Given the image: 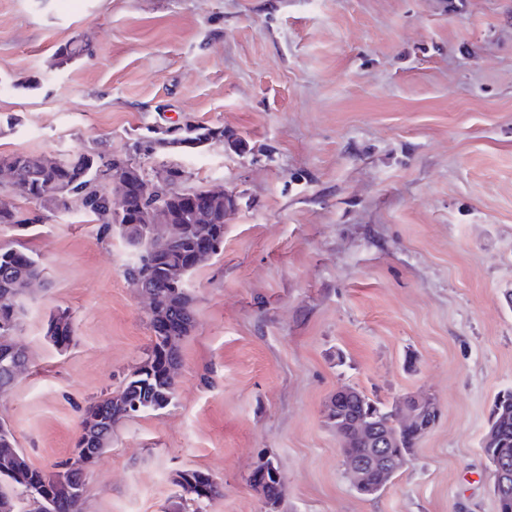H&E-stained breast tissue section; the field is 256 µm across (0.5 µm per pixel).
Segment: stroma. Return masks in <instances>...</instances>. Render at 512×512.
<instances>
[{"label":"stroma","instance_id":"obj_1","mask_svg":"<svg viewBox=\"0 0 512 512\" xmlns=\"http://www.w3.org/2000/svg\"><path fill=\"white\" fill-rule=\"evenodd\" d=\"M89 44L92 57L65 51ZM223 141L142 158L237 207L187 288L196 326L169 406L114 426L83 512H498L481 449L512 391V0H0V156L129 152L147 129ZM0 246L45 269L24 301L29 367L0 420L31 464L71 457L87 407L146 353L133 253L79 210L19 208ZM67 311L74 338L47 327ZM440 418L380 495H359L325 421L336 389ZM47 334L57 348L64 350L70 346L74 330L71 319L65 311L53 314L48 323ZM179 486L195 502L213 500L222 493L220 484L209 474L200 470H185L179 475Z\"/></svg>","mask_w":512,"mask_h":512}]
</instances>
